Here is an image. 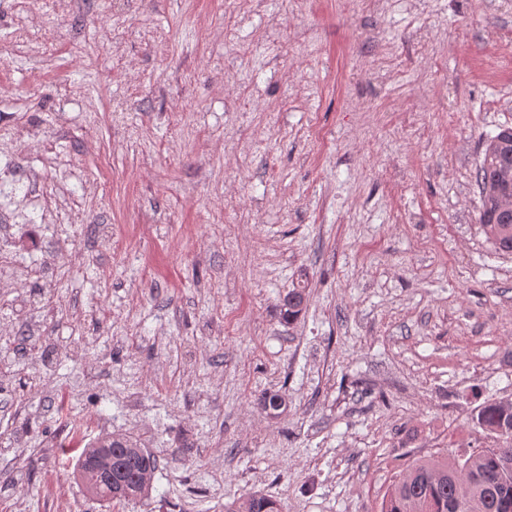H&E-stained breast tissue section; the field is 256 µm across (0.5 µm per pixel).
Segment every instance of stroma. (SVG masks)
<instances>
[{"label":"stroma","instance_id":"stroma-1","mask_svg":"<svg viewBox=\"0 0 512 512\" xmlns=\"http://www.w3.org/2000/svg\"><path fill=\"white\" fill-rule=\"evenodd\" d=\"M508 36L512 0H0V512H379L412 459L486 447ZM75 428L151 452V496H87L50 452ZM481 194L479 223L496 250L512 254V213L501 210L495 197L485 194L488 182L504 186L512 193V128H504L484 144L476 169ZM306 288H292L283 299V316L288 323L296 320L302 312L306 301ZM224 512H280V510L275 500L261 493H254L240 501L225 503Z\"/></svg>","mask_w":512,"mask_h":512}]
</instances>
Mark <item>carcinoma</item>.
Masks as SVG:
<instances>
[{"instance_id": "cac0c4a2", "label": "carcinoma", "mask_w": 512, "mask_h": 512, "mask_svg": "<svg viewBox=\"0 0 512 512\" xmlns=\"http://www.w3.org/2000/svg\"><path fill=\"white\" fill-rule=\"evenodd\" d=\"M481 194L479 223L487 240L504 254H512V213L501 210L496 198L485 194L487 183L512 191V128L489 138L476 169ZM306 288H292L283 299V316L292 322L302 312ZM260 405L277 415L284 405L279 392H266ZM494 444L470 454H454L414 461L385 493L380 512H499L498 502L512 498V403L487 401L473 416ZM95 458L112 464V485L121 490L117 501L147 497L158 469L157 459L133 440L106 435L82 449L77 473L87 493L105 501V488L85 461ZM224 512H280L275 500L254 493L224 504Z\"/></svg>"}]
</instances>
